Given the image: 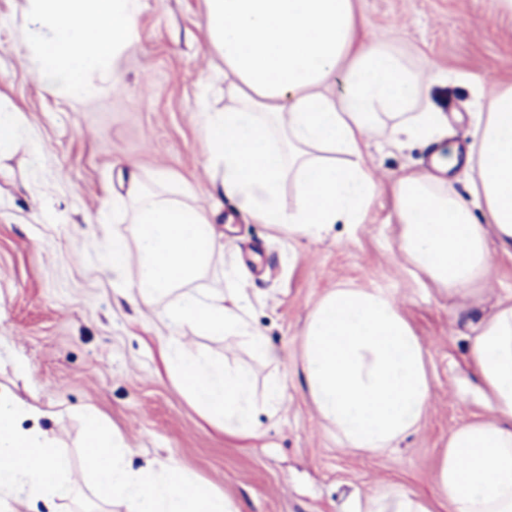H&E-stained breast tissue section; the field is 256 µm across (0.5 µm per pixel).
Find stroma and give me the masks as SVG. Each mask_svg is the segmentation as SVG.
I'll return each instance as SVG.
<instances>
[{"mask_svg": "<svg viewBox=\"0 0 512 512\" xmlns=\"http://www.w3.org/2000/svg\"><path fill=\"white\" fill-rule=\"evenodd\" d=\"M24 0H0V105L18 112L25 136L0 154V397L45 410L38 426L71 465L68 498L36 512H126L91 492L84 469V412L111 422L130 463L174 460L193 478L230 497L240 512H350L355 501L402 490L431 512H448L435 476L448 432L483 413L466 366L471 317L491 313L512 290V261L493 255L485 285L449 296L411 267L397 247L389 185L404 169L431 166V150L371 145L379 181L365 220L335 224L320 243L291 241L216 194L199 132L201 99L224 107L210 84L217 60L200 28L204 0H140L122 80L82 104L43 84L17 40ZM383 43L428 57L439 77L431 99L448 118V144L472 140L478 98L512 83V15L497 0H360ZM143 176L166 169L197 205L217 206L224 263L240 264L251 317L279 359L253 356L233 339L167 325L155 307L118 295L101 257L117 226L103 201L120 166ZM356 286L390 293L428 348L430 406L395 451L344 447L312 403L299 362V338L328 291ZM250 369L257 389L285 379L276 412L258 409L251 433H226L192 402L168 368L171 350Z\"/></svg>", "mask_w": 512, "mask_h": 512, "instance_id": "1", "label": "stroma"}]
</instances>
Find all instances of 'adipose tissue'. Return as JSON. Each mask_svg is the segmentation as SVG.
<instances>
[{
    "label": "adipose tissue",
    "mask_w": 512,
    "mask_h": 512,
    "mask_svg": "<svg viewBox=\"0 0 512 512\" xmlns=\"http://www.w3.org/2000/svg\"><path fill=\"white\" fill-rule=\"evenodd\" d=\"M140 0H25L19 39L43 82L60 84L83 103L98 78H120V60L137 35ZM207 49L224 62V109L199 110L215 188L241 210L291 239L320 242L333 224H359L378 191L365 155L373 138L402 147L433 146L432 170L409 169L391 189L398 248L413 268L449 295L466 297L483 283L492 252L512 257V86L478 106L466 153L438 151L441 116L427 98L428 63H414L359 27L357 0H205ZM329 150L343 162L326 158ZM472 173L470 197L448 180L457 165ZM294 207L282 205L287 185ZM113 207L128 232L112 237L105 261L116 292L161 306L172 326L234 338L255 354H275L252 322L251 299L234 270L218 287L198 282L224 243L214 215L193 205L167 171L143 179L130 171ZM481 209L486 221L474 220ZM135 261L133 279L122 273ZM427 348L379 288L325 294L306 324L299 359L319 416L346 447L378 454L419 423L431 382ZM470 365L490 416L448 434L436 485L448 512H512V296L472 327ZM168 366L207 417L230 433L251 430L259 405L284 398L270 380L253 399L243 368L219 367L171 352ZM41 410L0 399V491L8 497L65 496L67 459L36 428ZM85 460L96 496L121 499L128 512H239L236 503L193 481L171 462L133 469L129 448L111 437L94 410L85 415ZM32 428H23V421Z\"/></svg>",
    "instance_id": "ef3b65f1"
}]
</instances>
